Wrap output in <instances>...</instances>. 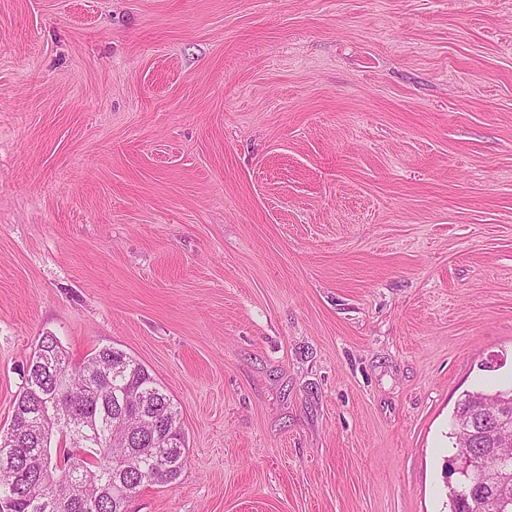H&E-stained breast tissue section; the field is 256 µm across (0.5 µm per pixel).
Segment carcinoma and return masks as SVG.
<instances>
[{
  "mask_svg": "<svg viewBox=\"0 0 512 512\" xmlns=\"http://www.w3.org/2000/svg\"><path fill=\"white\" fill-rule=\"evenodd\" d=\"M36 351L49 367L23 382L13 434L0 439V512H124L144 486L179 477L188 448L180 410L142 363L106 346L76 366L54 336ZM501 406L512 421V388L458 401L450 438L462 459L476 464L496 448L484 417ZM475 474L458 471L451 512H512V478L475 488Z\"/></svg>",
  "mask_w": 512,
  "mask_h": 512,
  "instance_id": "carcinoma-1",
  "label": "carcinoma"
}]
</instances>
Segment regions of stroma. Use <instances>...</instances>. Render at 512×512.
<instances>
[{"label":"stroma","instance_id":"1","mask_svg":"<svg viewBox=\"0 0 512 512\" xmlns=\"http://www.w3.org/2000/svg\"><path fill=\"white\" fill-rule=\"evenodd\" d=\"M46 335L180 407L127 512H450L512 386V0H0V429ZM502 404L508 410L504 417L512 422V386L509 390H498L494 393L476 391L464 394V398L457 403L450 433V438L455 439V448H458L455 457L461 456L462 459L477 464L481 457L490 454L492 449L497 448L493 426L498 433L508 431L512 436L511 429H498L501 418L499 411L490 419L489 424L492 426L484 421L488 413L498 410Z\"/></svg>","mask_w":512,"mask_h":512}]
</instances>
